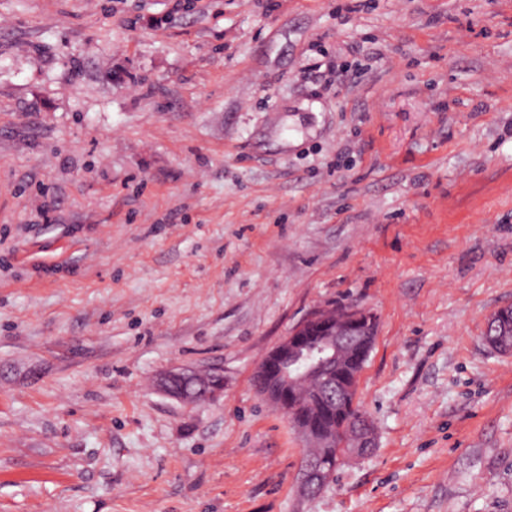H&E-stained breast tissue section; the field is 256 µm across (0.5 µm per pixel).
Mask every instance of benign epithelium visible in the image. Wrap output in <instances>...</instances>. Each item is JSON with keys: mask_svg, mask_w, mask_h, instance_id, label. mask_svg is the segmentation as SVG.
Instances as JSON below:
<instances>
[{"mask_svg": "<svg viewBox=\"0 0 512 512\" xmlns=\"http://www.w3.org/2000/svg\"><path fill=\"white\" fill-rule=\"evenodd\" d=\"M363 311L351 306L345 317L336 316L331 307H321L297 323L265 355L254 373V384L258 393L279 413L291 417L300 410L291 399V391L302 375L316 377L325 388L340 390L351 405L358 399L359 373L344 372L345 383L333 384L327 374V366L342 362L351 355L352 335L355 322L362 318ZM195 377L193 369H171L158 379L159 389L168 397L186 407H193L201 400L188 387ZM297 433L307 442L322 441L330 446L333 437L318 433L309 425L296 426ZM347 434L350 438L346 455H364L377 447L375 426L369 418L360 415L351 419ZM332 474L319 469L309 458H304L297 485L301 494L310 496L322 491L330 482Z\"/></svg>", "mask_w": 512, "mask_h": 512, "instance_id": "1", "label": "benign epithelium"}]
</instances>
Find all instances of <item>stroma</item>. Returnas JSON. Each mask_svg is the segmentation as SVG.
<instances>
[{
    "label": "stroma",
    "instance_id": "obj_1",
    "mask_svg": "<svg viewBox=\"0 0 512 512\" xmlns=\"http://www.w3.org/2000/svg\"><path fill=\"white\" fill-rule=\"evenodd\" d=\"M338 303L377 446L303 497L253 374ZM510 305L512 0H0V512H512ZM196 370L193 369H171L161 374L158 379L159 389L168 397L178 401L186 407H193L204 401H213L224 396V375L217 372V379L210 372L199 374L195 377ZM195 377V378H194ZM194 378V388L203 397L204 392L208 389L204 398L198 399L188 387V382ZM179 382V384H177Z\"/></svg>",
    "mask_w": 512,
    "mask_h": 512
}]
</instances>
